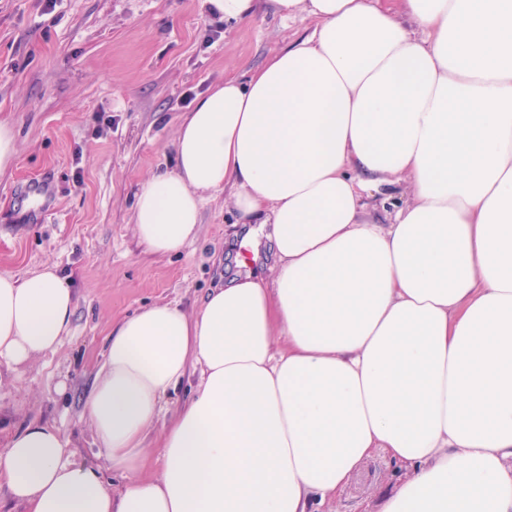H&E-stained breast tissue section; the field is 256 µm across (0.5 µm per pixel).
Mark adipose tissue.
Here are the masks:
<instances>
[{"instance_id":"adipose-tissue-1","label":"adipose tissue","mask_w":512,"mask_h":512,"mask_svg":"<svg viewBox=\"0 0 512 512\" xmlns=\"http://www.w3.org/2000/svg\"><path fill=\"white\" fill-rule=\"evenodd\" d=\"M266 4L313 32L197 102L134 224L179 251L234 187L239 223L271 227L270 278L118 322L84 399L104 465L33 422L0 488L23 512H313L380 450L403 474L375 512H512V0ZM400 183L393 223L364 220L365 193ZM74 309L52 269L0 274V366L55 352ZM194 368L164 469L140 476ZM199 380L198 372L190 371L176 388L171 390L163 401V410L157 423L147 433L143 444L144 466L141 470L144 475L158 476L163 467L164 459L159 451L158 438L163 428L168 425L183 406L189 395L195 389Z\"/></svg>"}]
</instances>
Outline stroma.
Segmentation results:
<instances>
[{"instance_id":"1","label":"stroma","mask_w":512,"mask_h":512,"mask_svg":"<svg viewBox=\"0 0 512 512\" xmlns=\"http://www.w3.org/2000/svg\"><path fill=\"white\" fill-rule=\"evenodd\" d=\"M313 29L306 15L266 9L229 23L202 0H0V121L17 147L14 165L0 172V274L50 266L76 291L58 350L0 370V447L11 432L45 421L67 436L73 461L102 463L83 402L113 324L158 302L197 311L224 282V229L237 220L230 191L216 192L196 240L156 254L134 231L137 195L153 174L173 169L192 99ZM40 178L54 197L32 224L27 190ZM198 380L189 373L164 399L143 444V474L161 473L158 438ZM400 474L375 455L323 512H368Z\"/></svg>"}]
</instances>
